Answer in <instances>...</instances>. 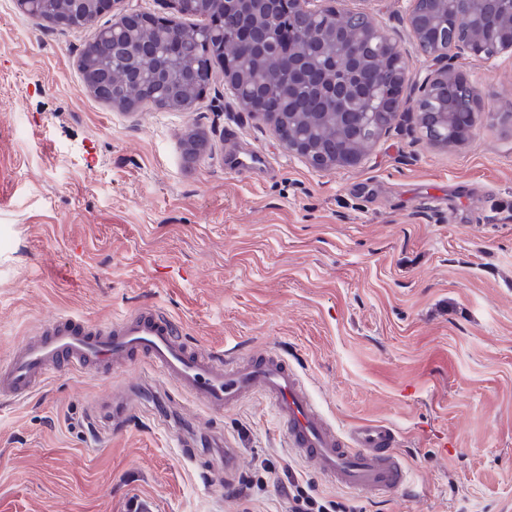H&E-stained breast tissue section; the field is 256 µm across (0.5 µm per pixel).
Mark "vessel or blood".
Here are the masks:
<instances>
[{"label": "vessel or blood", "mask_w": 512, "mask_h": 512, "mask_svg": "<svg viewBox=\"0 0 512 512\" xmlns=\"http://www.w3.org/2000/svg\"><path fill=\"white\" fill-rule=\"evenodd\" d=\"M142 361L212 413L262 396L271 403L295 454L336 489L358 495L404 497L410 476L396 453L397 434L384 423L337 428L312 397L298 368L279 354L242 356L189 343L178 322L155 307L99 326L60 315L31 334L0 369V397L23 399L53 375L97 373Z\"/></svg>", "instance_id": "obj_1"}]
</instances>
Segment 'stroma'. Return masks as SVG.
Masks as SVG:
<instances>
[{
    "instance_id": "35a3bbf8",
    "label": "stroma",
    "mask_w": 512,
    "mask_h": 512,
    "mask_svg": "<svg viewBox=\"0 0 512 512\" xmlns=\"http://www.w3.org/2000/svg\"><path fill=\"white\" fill-rule=\"evenodd\" d=\"M323 3L398 34L408 69L390 129L328 170L289 153L219 68L189 112L128 113L84 89L100 23L169 16L165 0H117L79 29L0 0V367L57 315L107 324L154 305L199 347L285 354L340 428L399 433L416 494L350 496L357 512H512V52L456 60L477 120L437 145L418 126L432 60L407 0ZM191 135L207 142L194 160ZM249 149L266 164L238 171ZM116 393L134 409L118 430ZM219 439L239 456L230 479ZM292 473L340 495L265 398L212 414L140 362L0 399V512H286Z\"/></svg>"
}]
</instances>
